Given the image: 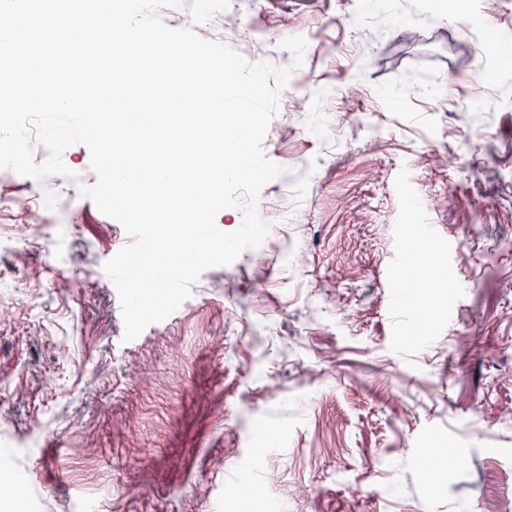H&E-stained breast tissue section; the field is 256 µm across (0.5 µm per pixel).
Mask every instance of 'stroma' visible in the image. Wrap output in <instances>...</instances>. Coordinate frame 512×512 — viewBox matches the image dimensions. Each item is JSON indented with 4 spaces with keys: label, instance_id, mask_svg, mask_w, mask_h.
Returning <instances> with one entry per match:
<instances>
[{
    "label": "stroma",
    "instance_id": "35a3bbf8",
    "mask_svg": "<svg viewBox=\"0 0 512 512\" xmlns=\"http://www.w3.org/2000/svg\"><path fill=\"white\" fill-rule=\"evenodd\" d=\"M245 0L283 67L307 39L263 150L287 167L243 252L123 342L103 264L129 237L75 178L0 188V512H512V0ZM66 209L22 223L39 198ZM423 208L410 210V197ZM433 225L442 279L391 311ZM444 448L432 483L423 451Z\"/></svg>",
    "mask_w": 512,
    "mask_h": 512
}]
</instances>
